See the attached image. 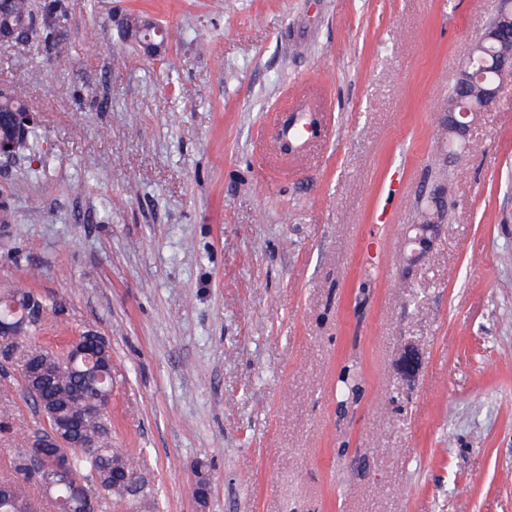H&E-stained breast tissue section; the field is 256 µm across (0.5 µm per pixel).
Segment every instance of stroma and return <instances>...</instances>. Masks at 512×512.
<instances>
[{
	"label": "stroma",
	"instance_id": "1",
	"mask_svg": "<svg viewBox=\"0 0 512 512\" xmlns=\"http://www.w3.org/2000/svg\"><path fill=\"white\" fill-rule=\"evenodd\" d=\"M494 8L66 0L51 43L0 45V91L40 126L0 164V289L50 304L38 344L110 341L107 442L158 512H512V82L434 169ZM131 16L165 52L126 40ZM301 109L316 130L283 153ZM439 177L447 222L405 268ZM46 427L0 376V481Z\"/></svg>",
	"mask_w": 512,
	"mask_h": 512
}]
</instances>
